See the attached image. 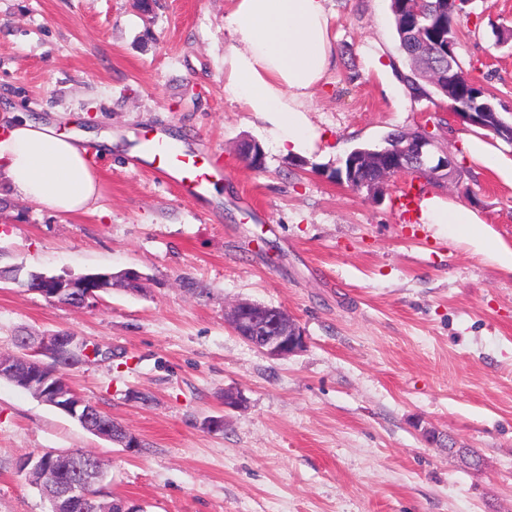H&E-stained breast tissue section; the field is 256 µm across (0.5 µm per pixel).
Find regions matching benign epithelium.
I'll use <instances>...</instances> for the list:
<instances>
[{
    "mask_svg": "<svg viewBox=\"0 0 512 512\" xmlns=\"http://www.w3.org/2000/svg\"><path fill=\"white\" fill-rule=\"evenodd\" d=\"M417 3L419 0H409L410 13L401 24L408 34L421 39L424 30L420 25ZM433 147V138L424 136L416 140L412 148L399 146L374 152L367 163L376 170V177L358 179V187L379 188L393 174L412 173L413 165L420 166L421 177L427 181L441 176L453 179L457 172L454 158L448 154H436ZM112 280L110 273L87 274L73 279L43 276L36 280L40 287L34 292L53 303L59 296L70 295L77 300L79 308L89 310L96 307L101 293L112 289ZM224 319L243 340L273 358L288 357L306 346L304 331L280 308L241 301L224 313ZM18 344L22 353L0 354V379H6L41 402L60 409L95 435L109 440L114 438L130 451L140 447L137 437L125 429L114 435L112 423L102 417V412L77 394L65 379L58 378V373L48 372L49 364L39 359L41 355L56 362L65 359L78 366L98 358L101 353L99 346L90 345L87 340L64 331L42 336L36 343L31 337L22 336ZM20 471L26 473L32 486L49 479L60 489L61 496L73 505L84 512H98L99 496L90 494L88 487L99 483L102 475L91 477L83 474L61 481L57 475L42 470L41 462L32 458L21 462Z\"/></svg>",
    "mask_w": 512,
    "mask_h": 512,
    "instance_id": "obj_1",
    "label": "benign epithelium"
}]
</instances>
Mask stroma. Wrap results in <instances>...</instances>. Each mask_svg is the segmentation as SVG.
<instances>
[{
  "label": "stroma",
  "mask_w": 512,
  "mask_h": 512,
  "mask_svg": "<svg viewBox=\"0 0 512 512\" xmlns=\"http://www.w3.org/2000/svg\"><path fill=\"white\" fill-rule=\"evenodd\" d=\"M224 4L0 0V126L16 106L115 141L96 161V211L0 199V353L59 330L111 349L66 377L140 442L127 451L1 379L0 512H50L19 464L75 450L102 461L103 499L144 512H512V274L409 221L395 205L408 175L375 194L336 176L398 131L459 157L462 123L446 98L410 96L390 0H329L337 62L310 115L323 140L287 155L224 92ZM468 9L456 54L511 120L512 41L495 34L512 0ZM156 129L223 171L218 198L129 165L133 132ZM424 192L475 206L512 248V188L492 173L465 165ZM129 268L142 291L114 287L91 310L22 285ZM239 301L288 311L305 348L277 359L244 342L224 321Z\"/></svg>",
  "instance_id": "1"
}]
</instances>
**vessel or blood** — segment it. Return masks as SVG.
Here are the masks:
<instances>
[{
  "label": "vessel or blood",
  "instance_id": "obj_1",
  "mask_svg": "<svg viewBox=\"0 0 512 512\" xmlns=\"http://www.w3.org/2000/svg\"><path fill=\"white\" fill-rule=\"evenodd\" d=\"M136 162L156 178L173 183L190 200L210 193L220 170L208 167L205 157L182 141L161 134L136 136Z\"/></svg>",
  "mask_w": 512,
  "mask_h": 512
}]
</instances>
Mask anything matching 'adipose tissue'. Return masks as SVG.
I'll use <instances>...</instances> for the list:
<instances>
[{"mask_svg":"<svg viewBox=\"0 0 512 512\" xmlns=\"http://www.w3.org/2000/svg\"><path fill=\"white\" fill-rule=\"evenodd\" d=\"M328 0H227L224 92L268 125L277 147L309 157L321 136L309 114L336 61ZM0 134V179L6 193L62 213L89 210L98 176L87 150L55 123L10 111ZM468 162L512 188V148L487 131L461 134ZM421 219L447 230L449 240L512 271V250L489 232L479 211L433 194L420 203Z\"/></svg>","mask_w":512,"mask_h":512,"instance_id":"adipose-tissue-1","label":"adipose tissue"}]
</instances>
